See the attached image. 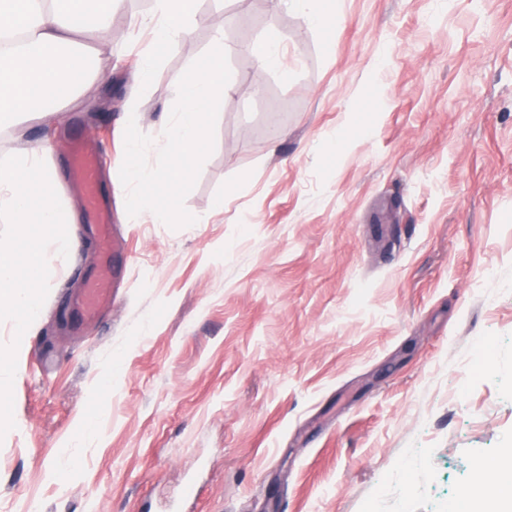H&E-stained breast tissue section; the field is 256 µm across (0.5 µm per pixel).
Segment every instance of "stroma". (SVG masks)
<instances>
[{
  "label": "stroma",
  "instance_id": "stroma-1",
  "mask_svg": "<svg viewBox=\"0 0 512 512\" xmlns=\"http://www.w3.org/2000/svg\"><path fill=\"white\" fill-rule=\"evenodd\" d=\"M328 35L276 0H196L151 41L122 0L81 97L106 159L126 105L159 139L187 62L224 30L213 153L173 229L128 216L115 305L83 335L58 315L94 241L50 268L17 352L0 512H444L512 455V0H334ZM288 38V75L243 47ZM354 130L345 149L337 132ZM60 125L0 126V158ZM488 339L486 351L474 340ZM100 420L74 436L88 413ZM194 3L193 0H151L149 15L142 24L150 30L155 42L153 49L140 57L141 82L149 78L157 58V49L188 35Z\"/></svg>",
  "mask_w": 512,
  "mask_h": 512
}]
</instances>
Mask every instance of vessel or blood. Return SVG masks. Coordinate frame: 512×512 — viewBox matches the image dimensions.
I'll return each instance as SVG.
<instances>
[{"label":"vessel or blood","mask_w":512,"mask_h":512,"mask_svg":"<svg viewBox=\"0 0 512 512\" xmlns=\"http://www.w3.org/2000/svg\"><path fill=\"white\" fill-rule=\"evenodd\" d=\"M65 153L69 183L82 200L86 220L99 245L100 270L84 277L83 287L72 301L75 322L81 325L93 320L112 301L116 284L109 269L116 242L112 235V208L101 189L104 160L95 141L82 132H73Z\"/></svg>","instance_id":"b4317fda"}]
</instances>
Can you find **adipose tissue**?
I'll return each mask as SVG.
<instances>
[{"mask_svg": "<svg viewBox=\"0 0 512 512\" xmlns=\"http://www.w3.org/2000/svg\"><path fill=\"white\" fill-rule=\"evenodd\" d=\"M144 24L156 47L139 60V79L147 81L158 47L185 38L194 11V0H151ZM117 0H0V32L21 30L29 41L20 51L0 55V117L37 109L38 101L52 99V112L60 113L75 101L77 92L55 97L54 91L67 81L74 59L83 48L73 35L85 23H93L101 38L98 52L110 42L107 33Z\"/></svg>", "mask_w": 512, "mask_h": 512, "instance_id": "1", "label": "adipose tissue"}]
</instances>
